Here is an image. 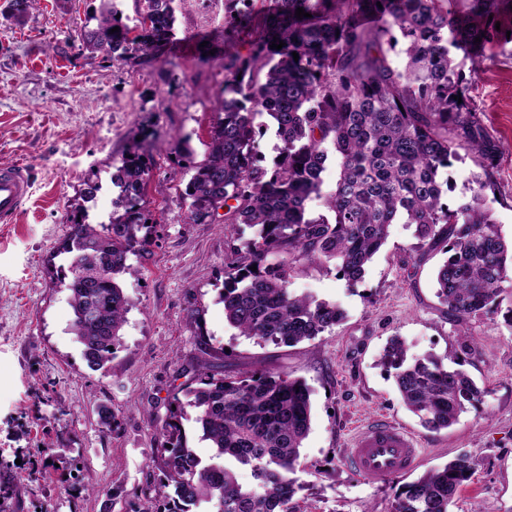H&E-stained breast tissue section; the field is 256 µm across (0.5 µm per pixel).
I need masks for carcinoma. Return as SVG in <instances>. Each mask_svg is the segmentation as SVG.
Here are the masks:
<instances>
[{
  "instance_id": "obj_1",
  "label": "carcinoma",
  "mask_w": 512,
  "mask_h": 512,
  "mask_svg": "<svg viewBox=\"0 0 512 512\" xmlns=\"http://www.w3.org/2000/svg\"><path fill=\"white\" fill-rule=\"evenodd\" d=\"M475 2L464 13L449 0H275L246 55L234 42L252 18L240 12L225 35L224 100L205 157L194 162L188 148H177L193 170L185 187L189 223L222 206L224 233L233 238L244 226L251 230L224 261V318L241 336L293 346L335 328L345 319L341 306L294 294L291 273L333 261L352 288L364 281L393 224L414 227L427 250L446 255L437 297L461 327L459 348L442 357H410L405 341L394 337L380 359L394 370L404 405L435 433L483 399L465 369L477 352L467 324L497 312L512 264V241L502 235L489 198L499 144L473 106L455 57L462 43L481 60L499 44L488 17L508 0ZM173 3L143 0L135 35L113 0H103L96 27L80 29L78 37L114 60L164 64L174 39ZM298 8L309 16L297 18ZM369 17L380 25L367 26ZM114 27L119 31L112 34ZM400 39L405 61L396 64L383 45ZM274 42L284 46L272 49ZM271 126L281 146L268 164L257 143ZM330 149L337 171L325 192ZM464 154L483 175L452 209L448 168ZM150 166L138 147L122 156L111 176L117 194L106 224L87 222L85 203L102 186L85 182L82 204L57 247L68 261L60 283L69 291L71 333L95 370L110 364L121 345L129 301L120 277L133 272L129 256L151 244ZM320 198L327 214L315 216L312 202ZM184 396L185 403L172 398L163 424L167 456L154 512L200 505L208 512H298L300 486L291 474L311 428L308 385L284 371L238 378L204 372ZM186 404L196 410L200 440L212 448L207 461L189 446ZM237 468L251 471V485L238 482ZM472 474L466 457L430 469L402 487L391 512H451Z\"/></svg>"
}]
</instances>
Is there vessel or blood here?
I'll return each mask as SVG.
<instances>
[{"instance_id": "b4317fda", "label": "vessel or blood", "mask_w": 512, "mask_h": 512, "mask_svg": "<svg viewBox=\"0 0 512 512\" xmlns=\"http://www.w3.org/2000/svg\"><path fill=\"white\" fill-rule=\"evenodd\" d=\"M32 187L33 179L26 166L0 167L1 223H12L21 213ZM348 458L357 472L369 479L384 481L413 466L418 448L406 429L389 422L372 423L355 437Z\"/></svg>"}]
</instances>
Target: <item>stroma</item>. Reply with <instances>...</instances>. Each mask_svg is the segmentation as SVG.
Here are the masks:
<instances>
[{
	"label": "stroma",
	"instance_id": "obj_1",
	"mask_svg": "<svg viewBox=\"0 0 512 512\" xmlns=\"http://www.w3.org/2000/svg\"><path fill=\"white\" fill-rule=\"evenodd\" d=\"M0 0V166L22 164L32 194L10 224L0 223V471L20 476L15 512H146L161 476V426L174 393L195 371L241 377L285 371L311 389L313 418L295 477L300 512H390L401 488L460 455L475 473L453 512H512V326L503 314L472 318L479 353L467 370L485 396L447 431L432 433L403 405L392 374L378 364L391 337L415 356L457 347V328L436 296L442 252L414 261L412 228L395 224L357 287L335 263L297 267L291 288L336 302L343 323L294 346L260 343L224 321L223 211L187 221L191 177L173 154L189 139L195 160L224 99L219 61L225 0H175L169 64L115 61L82 45L101 0H39L14 17ZM471 96L500 145L492 171L493 207L512 236V42L480 64ZM151 155L145 200L155 232L147 253L131 257L122 281L129 300L122 344L108 369L88 367L70 333L68 292L52 254L80 203L84 181L102 185L85 204L90 223L107 221L112 163L131 148ZM112 413L102 425L98 410ZM386 420L416 437L407 472L364 478L347 450L361 421Z\"/></svg>",
	"mask_w": 512,
	"mask_h": 512
}]
</instances>
